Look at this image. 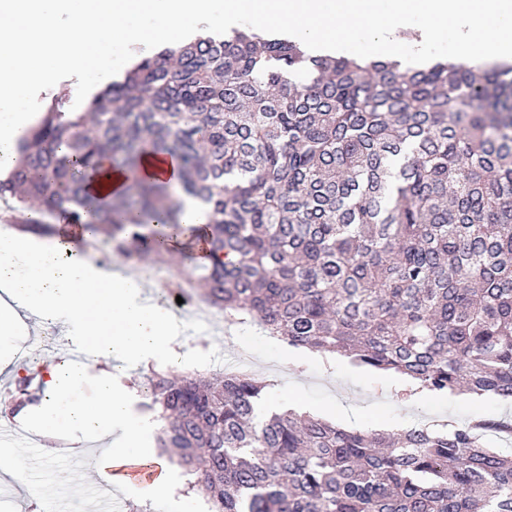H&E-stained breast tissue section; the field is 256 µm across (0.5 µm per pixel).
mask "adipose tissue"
Masks as SVG:
<instances>
[{
	"label": "adipose tissue",
	"instance_id": "1",
	"mask_svg": "<svg viewBox=\"0 0 512 512\" xmlns=\"http://www.w3.org/2000/svg\"><path fill=\"white\" fill-rule=\"evenodd\" d=\"M0 290L11 300L0 308V335L24 308L37 313L40 322L62 324L67 335L87 344L92 353L90 361L80 364L42 362V427H49L51 414L71 388L92 378L98 382L97 402L73 409V424L96 436L120 430L121 441L105 451L107 462L151 458L146 425L133 413L123 373L104 368L116 351L142 366L180 356L174 319L161 305L145 301L141 281L93 265L70 244L38 246L30 237L13 235L0 240Z\"/></svg>",
	"mask_w": 512,
	"mask_h": 512
}]
</instances>
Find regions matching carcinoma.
I'll use <instances>...</instances> for the list:
<instances>
[{
	"mask_svg": "<svg viewBox=\"0 0 512 512\" xmlns=\"http://www.w3.org/2000/svg\"><path fill=\"white\" fill-rule=\"evenodd\" d=\"M0 182L57 236L60 212L128 258L204 239L201 295L293 347L340 352L432 392L512 400V65L312 56L254 29L142 60L86 112L50 105ZM172 158L179 191L137 175ZM118 195L88 190L103 162ZM199 226L182 224L181 196ZM156 444L209 512H512V422L262 424L248 376L142 374Z\"/></svg>",
	"mask_w": 512,
	"mask_h": 512,
	"instance_id": "1",
	"label": "carcinoma"
}]
</instances>
